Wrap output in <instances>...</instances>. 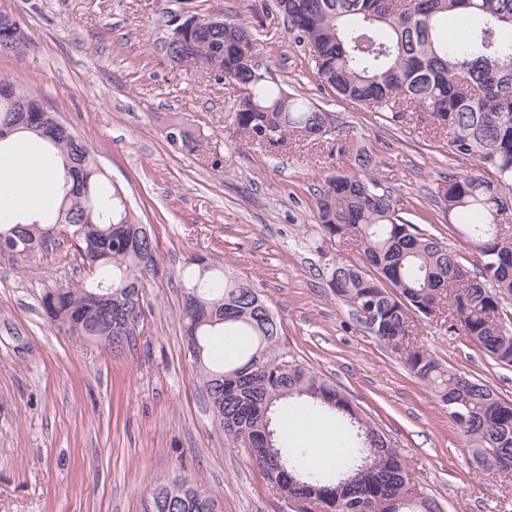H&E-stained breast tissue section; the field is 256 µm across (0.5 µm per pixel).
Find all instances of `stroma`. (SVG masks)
Masks as SVG:
<instances>
[{"instance_id":"obj_1","label":"stroma","mask_w":512,"mask_h":512,"mask_svg":"<svg viewBox=\"0 0 512 512\" xmlns=\"http://www.w3.org/2000/svg\"><path fill=\"white\" fill-rule=\"evenodd\" d=\"M0 14L26 37L21 54L0 55V77L23 83L85 137L159 256L143 331L119 356L57 333L41 314L43 289L77 265L68 246L0 258V512H146L151 488L180 473L216 494L223 512H296L227 445L197 385L176 275L198 253L254 282L282 321L280 351L345 390L445 512H512V475L471 465L447 407L327 286L334 257H363L322 232L317 188L354 169L359 145L375 155V176L402 216L471 264L428 198L441 176L462 169L443 135L392 124L323 88L274 0H0ZM192 14L257 31L270 77L331 113V138L267 152L237 134L225 120L235 85L200 78L162 48L170 18ZM174 123L195 131L197 149L168 141ZM421 336L446 364L512 401V368L438 326L423 325Z\"/></svg>"}]
</instances>
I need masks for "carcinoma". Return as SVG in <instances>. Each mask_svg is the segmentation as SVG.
<instances>
[{
	"label": "carcinoma",
	"mask_w": 512,
	"mask_h": 512,
	"mask_svg": "<svg viewBox=\"0 0 512 512\" xmlns=\"http://www.w3.org/2000/svg\"><path fill=\"white\" fill-rule=\"evenodd\" d=\"M289 31L306 40L321 82L337 96L397 122L422 120L447 138L448 154L471 168L450 172L431 199L453 218L455 235L477 254L469 268L460 253L399 215L390 192L371 176L377 160L357 150V171L324 176L317 218L329 237L347 240L365 264L334 259L328 287L381 343L406 342L403 366L443 404L466 410L456 427L478 468L512 472V401L490 386L440 361L422 343L418 326L440 319L450 333L478 346L495 364L512 367V0H275ZM476 24L448 30V16ZM191 39L208 42L224 57L237 87L230 124L260 148H276L290 136L308 137L331 115L309 99L266 83L244 63L260 43L242 23L211 27L213 17L191 15ZM17 22L0 15V54H16L24 35L9 38ZM29 99L40 120L22 123L12 96ZM274 126L284 135L255 141ZM0 128L40 138L64 169L59 203L39 219L0 220V241L23 248L7 257L25 259L56 246V227L73 234L80 267L95 274L71 276L44 288L46 322L75 341H101L118 352L133 347L143 328L123 331L122 319L144 304L147 281L159 258L148 232L122 190L99 167L95 151L25 86L0 78ZM181 328L197 382L215 424L262 471L276 493L303 503L302 512H442L424 496L405 456L348 394L308 364L277 352L281 320L255 284L218 259L191 257L178 275ZM215 336L245 339L230 359L214 360ZM311 405L333 413L341 429L336 465L306 464L309 449L283 429L288 407ZM149 512H217V497L195 478L178 475L150 490Z\"/></svg>",
	"instance_id": "1"
}]
</instances>
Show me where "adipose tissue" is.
Segmentation results:
<instances>
[{"instance_id":"adipose-tissue-1","label":"adipose tissue","mask_w":512,"mask_h":512,"mask_svg":"<svg viewBox=\"0 0 512 512\" xmlns=\"http://www.w3.org/2000/svg\"><path fill=\"white\" fill-rule=\"evenodd\" d=\"M61 173V166L48 163L35 141L19 139L8 152L0 155V213L42 212L51 201L50 190ZM287 427L305 441L312 465L335 463L336 457L329 448L336 443V429L325 427L320 417L305 410L298 411Z\"/></svg>"}]
</instances>
